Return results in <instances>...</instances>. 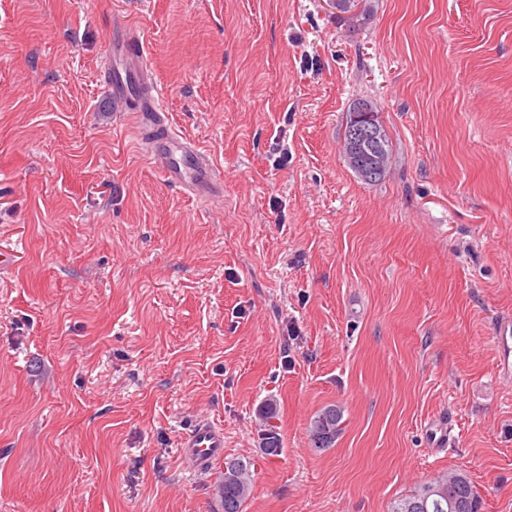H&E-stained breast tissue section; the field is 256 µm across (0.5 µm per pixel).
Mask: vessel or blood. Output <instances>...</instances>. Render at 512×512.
<instances>
[{"instance_id":"vessel-or-blood-1","label":"vessel or blood","mask_w":512,"mask_h":512,"mask_svg":"<svg viewBox=\"0 0 512 512\" xmlns=\"http://www.w3.org/2000/svg\"><path fill=\"white\" fill-rule=\"evenodd\" d=\"M112 54L123 58L125 72L105 67L103 76L114 105L129 113L144 136L148 154L164 181L203 204L223 192V179L208 155L187 137L177 134L169 115L159 104V93L149 76L146 46L139 30L129 24L114 30ZM493 345L496 370L501 378L512 377V317H498ZM181 455L195 468L213 464L224 456V429L210 420L195 422L178 442Z\"/></svg>"}]
</instances>
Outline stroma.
<instances>
[{
	"label": "stroma",
	"instance_id": "1",
	"mask_svg": "<svg viewBox=\"0 0 512 512\" xmlns=\"http://www.w3.org/2000/svg\"><path fill=\"white\" fill-rule=\"evenodd\" d=\"M368 2L353 29L329 0H0V512H222L223 464L177 447L200 417L252 464L244 512H390L455 470L512 512V0ZM119 21L212 204L113 110ZM362 96L377 183L341 152ZM356 101H362L365 104V106H367L368 109H370L372 112H374L376 114V121L371 115H369L367 113H361L360 116L357 118V121H360V122L356 123L353 127L354 120L352 119V108L351 107ZM365 106L362 104H357L355 106V112H367ZM347 112H348L347 113V122L348 123H347L346 130L344 131V134H343V141H346L349 139L350 131H351L350 129L353 127L351 139L349 141V144L347 145V152L350 154V153H354L355 151H365V150L374 148L378 144L379 139H380V132H379V128L377 126V124H378L380 127V131L383 134V140L379 144V147L381 149L379 151V155H380L379 157L383 160L384 168L386 170L388 163H389V159H390L389 139H388L385 129L383 128V126L380 122L379 111L377 110V107L374 104V102L371 99H367V98H356L350 105ZM347 152L344 149L345 157H346V160H347L349 166L353 169V171L359 177H361L360 174L358 173L357 169L355 168L351 157L349 156V154ZM492 342L497 352L496 370L503 379L512 377V317L499 316L496 319ZM343 424V412L336 405L320 410L310 425V440L314 448H330Z\"/></svg>",
	"mask_w": 512,
	"mask_h": 512
}]
</instances>
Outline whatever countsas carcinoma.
I'll return each mask as SVG.
<instances>
[{"label":"carcinoma","instance_id":"obj_1","mask_svg":"<svg viewBox=\"0 0 512 512\" xmlns=\"http://www.w3.org/2000/svg\"><path fill=\"white\" fill-rule=\"evenodd\" d=\"M338 11L360 25L369 8L360 0H339ZM343 412L335 405L320 410L310 425V440L315 448H328L340 434ZM251 464L239 459L224 462V475L217 493L224 512H243L252 492ZM483 502L467 475L450 472L438 480L420 485L398 500L392 512H482Z\"/></svg>","mask_w":512,"mask_h":512}]
</instances>
